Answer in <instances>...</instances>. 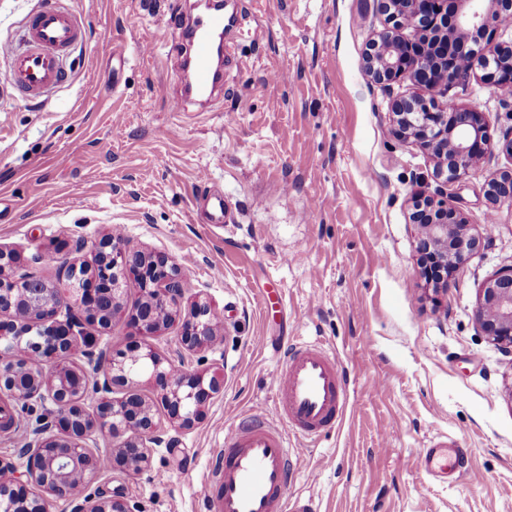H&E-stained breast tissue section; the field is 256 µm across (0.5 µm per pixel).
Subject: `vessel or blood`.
I'll use <instances>...</instances> for the list:
<instances>
[{
    "instance_id": "1",
    "label": "vessel or blood",
    "mask_w": 512,
    "mask_h": 512,
    "mask_svg": "<svg viewBox=\"0 0 512 512\" xmlns=\"http://www.w3.org/2000/svg\"><path fill=\"white\" fill-rule=\"evenodd\" d=\"M243 8L242 0H225L222 7L202 11L184 33L180 72L185 93L171 99L173 111L223 89L224 70L214 57L225 48ZM83 40L82 24L70 11L41 10L28 19L19 41L0 44V54L10 60L0 82L23 101L43 96L63 81L65 60ZM270 385L272 409L240 423L213 462L219 480L210 512H287L288 475L298 454L289 447L287 432L319 437L340 425L347 410L343 372L335 356L315 343L291 347ZM452 452L447 441H437L423 461L426 472L446 473Z\"/></svg>"
}]
</instances>
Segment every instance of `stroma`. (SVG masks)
Returning <instances> with one entry per match:
<instances>
[{
  "instance_id": "35a3bbf8",
  "label": "stroma",
  "mask_w": 512,
  "mask_h": 512,
  "mask_svg": "<svg viewBox=\"0 0 512 512\" xmlns=\"http://www.w3.org/2000/svg\"><path fill=\"white\" fill-rule=\"evenodd\" d=\"M55 3L81 20L85 41L45 100L0 91V244L54 280L60 259L92 260L115 229L171 257L186 301L224 315L203 363L223 392L177 429L141 382L162 442L146 471L105 472L88 494H122L137 512H208L225 432L271 408L280 351L316 341L343 369L350 403L322 437L289 435L301 451L289 501L311 512H512V355L474 317L485 279L512 265V203L484 194L512 156L489 153L448 187L424 150L396 137L390 103L411 82L382 86L366 71L384 27L376 0H246L224 96L207 112L170 109L180 36L150 58L137 49L160 25L180 29L197 0H0V42ZM481 74L444 97L482 112L500 141L512 135V94ZM216 191L229 223L210 221L204 201ZM418 193L452 194L480 240L444 289L422 274ZM269 293L278 304L265 305ZM12 409L0 458L19 464L38 413ZM444 438L460 452L446 482L419 465Z\"/></svg>"
}]
</instances>
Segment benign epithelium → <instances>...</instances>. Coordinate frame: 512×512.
<instances>
[{"mask_svg": "<svg viewBox=\"0 0 512 512\" xmlns=\"http://www.w3.org/2000/svg\"><path fill=\"white\" fill-rule=\"evenodd\" d=\"M377 3L387 27L371 41L368 71L378 84L407 75L417 88L392 103L399 134L429 151L435 174L449 182L461 181L497 148L512 156V137L494 141L481 113L430 97L472 73L459 62V40L472 33L485 39L481 67L487 83L512 91V57L504 56L496 40L498 13L483 7L484 0ZM409 27L420 31L418 39L399 37L397 30ZM486 197L491 204L512 201V169L489 178ZM412 223L420 229L418 252L435 255L445 271L456 269L479 245L448 196L415 197ZM94 251L91 266L61 263L72 303L60 282L17 272L18 257L0 248V393L25 404H51L26 443L24 462L0 459V512H50L57 500L74 504L73 512H133L121 495L94 500L83 489L109 468L145 471L151 448L161 443L160 423L135 391L138 378L147 374L154 381L171 423L180 429L191 428L206 403L223 391L219 375L193 369L187 360L223 340V315L207 301L183 306L185 288L176 263L113 235L100 239ZM131 277L140 296L128 322L144 341L114 355L93 342L87 326L112 327L114 317L125 311L124 283ZM474 317L484 336L512 352V266L484 281ZM173 326L186 351L177 364L146 341ZM119 388L122 396H112ZM93 394L96 406L89 411L85 401ZM96 433L119 442L103 455L89 444Z\"/></svg>", "mask_w": 512, "mask_h": 512, "instance_id": "7a95c632", "label": "benign epithelium"}]
</instances>
